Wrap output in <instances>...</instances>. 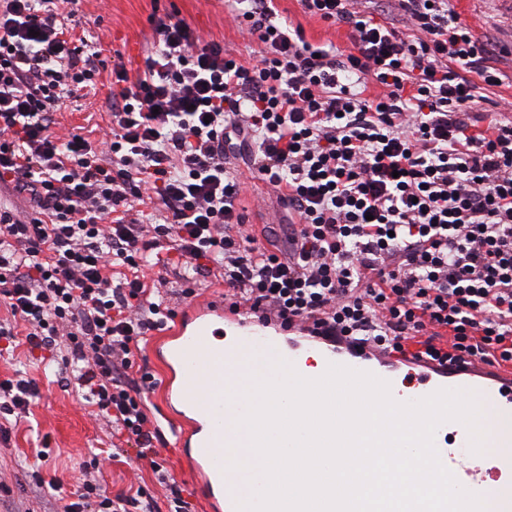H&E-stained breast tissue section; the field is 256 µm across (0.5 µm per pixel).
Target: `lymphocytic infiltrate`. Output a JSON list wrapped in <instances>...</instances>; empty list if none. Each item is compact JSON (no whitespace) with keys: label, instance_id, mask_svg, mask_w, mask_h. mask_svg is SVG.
Masks as SVG:
<instances>
[{"label":"lymphocytic infiltrate","instance_id":"1","mask_svg":"<svg viewBox=\"0 0 512 512\" xmlns=\"http://www.w3.org/2000/svg\"><path fill=\"white\" fill-rule=\"evenodd\" d=\"M228 2L260 58L157 20V47L136 78L117 72L112 129L94 143L51 130L58 103L99 74L70 46L80 0H0V184L38 213L0 210V342L71 367L171 512L190 505L154 445L153 376L135 368L147 333L175 315L135 273L166 265L160 239L186 281L223 271L234 306L385 346L444 328L449 356L512 361V119L477 109L503 77L495 54L450 0H396L407 33L358 0H301L349 29L346 53L308 42L275 0ZM241 152L297 217L280 252L242 230L243 187L226 167ZM155 200L164 223L130 219L132 203ZM39 394L33 377L1 380L0 414ZM85 469L60 512H154L141 494L110 497L99 457Z\"/></svg>","mask_w":512,"mask_h":512}]
</instances>
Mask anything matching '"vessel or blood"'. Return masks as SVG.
Here are the masks:
<instances>
[{
  "label": "vessel or blood",
  "instance_id": "b4317fda",
  "mask_svg": "<svg viewBox=\"0 0 512 512\" xmlns=\"http://www.w3.org/2000/svg\"><path fill=\"white\" fill-rule=\"evenodd\" d=\"M151 353L157 358L169 355L175 366L163 375L162 397L184 412L169 426L166 440L202 505H210L219 487L225 512H237L239 497L224 457L231 435L225 418L231 407H243L240 393L256 357L279 356L297 366L308 356L324 368L334 363L367 371L387 381L399 402L416 401L442 388L475 391L498 414L503 452L494 458L472 453L466 427L449 421L435 434L441 461L464 489L484 497L512 479V363L473 357L434 361L412 342L399 352L351 338L338 343L308 328L284 326L269 313L232 311L220 295L184 303L173 326L155 338Z\"/></svg>",
  "mask_w": 512,
  "mask_h": 512
}]
</instances>
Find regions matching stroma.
Returning <instances> with one entry per match:
<instances>
[{"instance_id": "1", "label": "stroma", "mask_w": 512, "mask_h": 512, "mask_svg": "<svg viewBox=\"0 0 512 512\" xmlns=\"http://www.w3.org/2000/svg\"><path fill=\"white\" fill-rule=\"evenodd\" d=\"M452 4L480 39L493 44L507 75L505 84L492 88L480 105L481 110L493 111L496 101L512 96V0H452ZM276 6L281 17L302 28L307 41L348 49L347 27L310 16L299 0H276ZM169 15L185 20L201 41L222 42L238 57H252L260 49L256 40L242 36L224 0H82L73 37L96 50L101 80L96 90L64 99L54 114V131L84 135L111 126L115 56H122L129 75H136L157 43L156 21ZM229 163L246 182L240 201L246 227L262 246L278 244L293 215L272 186L252 177L243 156L231 157ZM18 369L39 379L41 393L27 416L7 421L10 437L0 440V482L11 489L10 496L0 501V512H57L62 500L72 499L81 465L95 454L105 459L102 473L109 496L140 485L153 496L158 512H168L164 492L145 462L131 452L112 457L106 423L90 416L63 364L32 359L22 348L13 358L0 357V380ZM45 438L52 454L43 460L36 448ZM39 478L44 481L40 487L35 484Z\"/></svg>"}]
</instances>
